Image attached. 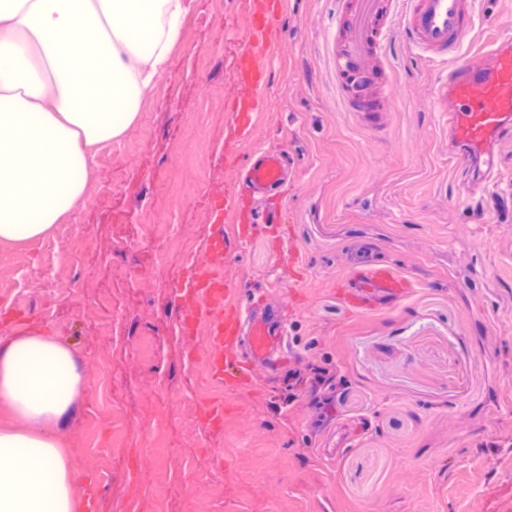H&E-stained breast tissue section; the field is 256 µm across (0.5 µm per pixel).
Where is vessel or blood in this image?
I'll list each match as a JSON object with an SVG mask.
<instances>
[{
    "mask_svg": "<svg viewBox=\"0 0 512 512\" xmlns=\"http://www.w3.org/2000/svg\"><path fill=\"white\" fill-rule=\"evenodd\" d=\"M342 22L346 37L336 55V84L350 111L360 113L370 127L378 125L381 113L391 111L384 92L386 72L374 59L385 55L390 38H398L423 60L444 66L437 91L452 102L447 119L455 158L460 168L477 174L480 181L495 182L494 147L512 144V44L494 45L486 68L459 62L463 46L475 31L476 0H343ZM276 28L275 14L259 19L249 50L251 62L265 57ZM286 177L283 155L262 151L243 169L241 180L256 193L281 186ZM232 248L223 227H216L206 244L207 262L192 266L180 288L181 294L196 300L183 309L182 325L208 324L212 375L229 386L239 380L228 362L237 342L246 343L247 354L255 362L271 361L283 350L281 330L271 310L241 320L234 290L217 270ZM401 285L392 268L369 262L355 272L344 299L348 307L360 309L376 298L402 295Z\"/></svg>",
    "mask_w": 512,
    "mask_h": 512,
    "instance_id": "b4317fda",
    "label": "vessel or blood"
}]
</instances>
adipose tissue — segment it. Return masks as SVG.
I'll use <instances>...</instances> for the list:
<instances>
[{
	"instance_id": "ef3b65f1",
	"label": "adipose tissue",
	"mask_w": 512,
	"mask_h": 512,
	"mask_svg": "<svg viewBox=\"0 0 512 512\" xmlns=\"http://www.w3.org/2000/svg\"><path fill=\"white\" fill-rule=\"evenodd\" d=\"M189 0H0V253L76 212L172 63ZM81 376L38 331L0 337V512H81L59 427Z\"/></svg>"
}]
</instances>
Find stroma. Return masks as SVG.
<instances>
[{
  "label": "stroma",
  "instance_id": "1",
  "mask_svg": "<svg viewBox=\"0 0 512 512\" xmlns=\"http://www.w3.org/2000/svg\"><path fill=\"white\" fill-rule=\"evenodd\" d=\"M255 0H193L171 70L104 146L69 233L0 264V330L43 328L83 377L61 436L94 512H512V192H467L437 113L436 69L401 44L392 101L365 127L336 92L340 0H279L265 108L232 112ZM475 67L512 39V0H478ZM288 186L224 212L248 156ZM243 316L282 310L288 352L220 387L179 293L215 224ZM383 261L405 295L337 294ZM224 407L222 426L206 408Z\"/></svg>",
  "mask_w": 512,
  "mask_h": 512
}]
</instances>
